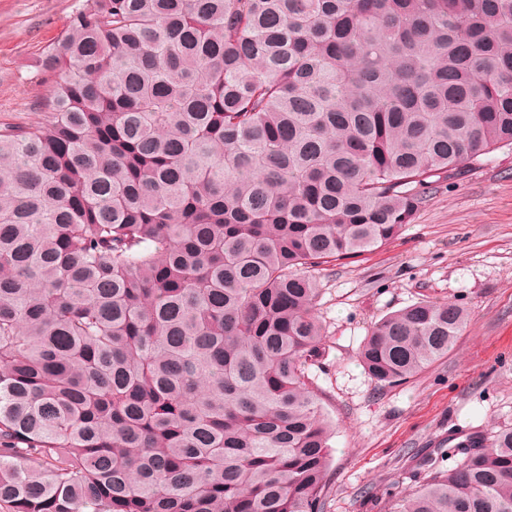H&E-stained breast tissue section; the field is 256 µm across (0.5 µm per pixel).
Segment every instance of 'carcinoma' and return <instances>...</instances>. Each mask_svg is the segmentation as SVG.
Here are the masks:
<instances>
[{"label":"carcinoma","mask_w":512,"mask_h":512,"mask_svg":"<svg viewBox=\"0 0 512 512\" xmlns=\"http://www.w3.org/2000/svg\"><path fill=\"white\" fill-rule=\"evenodd\" d=\"M42 67L50 115L0 128V508L323 512L310 270L512 147V0H83ZM467 317L359 361L403 384ZM441 460L400 512H512V427Z\"/></svg>","instance_id":"carcinoma-1"}]
</instances>
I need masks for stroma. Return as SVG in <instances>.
Wrapping results in <instances>:
<instances>
[{
  "label": "stroma",
  "instance_id": "stroma-1",
  "mask_svg": "<svg viewBox=\"0 0 512 512\" xmlns=\"http://www.w3.org/2000/svg\"><path fill=\"white\" fill-rule=\"evenodd\" d=\"M82 0H0V127L44 121L48 47ZM326 340L311 378L333 423L324 512H395L421 457L512 427V148L435 184L398 236L316 271ZM423 299L464 306L455 348L403 385L358 361L371 326Z\"/></svg>",
  "mask_w": 512,
  "mask_h": 512
}]
</instances>
